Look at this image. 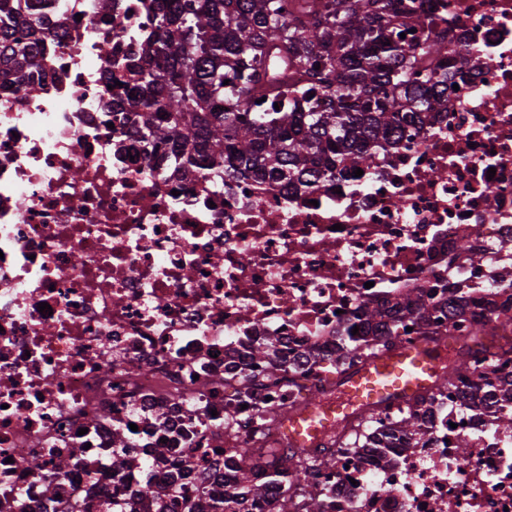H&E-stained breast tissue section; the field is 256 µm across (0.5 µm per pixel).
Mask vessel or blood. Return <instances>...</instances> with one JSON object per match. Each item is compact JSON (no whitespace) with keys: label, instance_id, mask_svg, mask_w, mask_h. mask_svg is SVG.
<instances>
[{"label":"vessel or blood","instance_id":"obj_1","mask_svg":"<svg viewBox=\"0 0 512 512\" xmlns=\"http://www.w3.org/2000/svg\"><path fill=\"white\" fill-rule=\"evenodd\" d=\"M447 355L436 342L383 351L342 375L332 400L316 398L284 420L282 434L291 447L310 448L352 412L381 409L431 391L442 378Z\"/></svg>","mask_w":512,"mask_h":512}]
</instances>
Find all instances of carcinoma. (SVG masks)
Segmentation results:
<instances>
[{
    "label": "carcinoma",
    "mask_w": 512,
    "mask_h": 512,
    "mask_svg": "<svg viewBox=\"0 0 512 512\" xmlns=\"http://www.w3.org/2000/svg\"><path fill=\"white\" fill-rule=\"evenodd\" d=\"M49 0H0V83H22L45 43ZM158 26L132 66L139 93L125 106L144 142L170 146L177 169L219 170L229 179L248 177L310 188L339 167L373 165L376 151L393 144L403 123L422 112L448 110V39L422 45L400 34L432 25L400 0H153ZM320 69H315V66ZM426 304L418 297L399 307V319L417 323ZM382 346L353 336L336 345L334 364L372 358L394 345L390 311L368 312ZM274 343L253 348L254 363L272 362ZM487 380L488 394L477 381ZM465 389L467 406L488 400L508 408L499 426L512 430V373L470 350L448 365L436 390ZM299 408L291 402L288 412ZM286 412V413H288ZM286 413L259 411L261 423H280ZM376 410L362 411L320 444L290 452L266 465L252 449L224 459V498L201 510L231 512L232 504L266 500L268 491L293 477L309 497L308 512H322L315 474L336 465L333 448L386 452L399 438L425 433L424 418L407 410L396 423L377 427Z\"/></svg>",
    "instance_id": "1"
}]
</instances>
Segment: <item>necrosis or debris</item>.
Returning <instances> with one entry per match:
<instances>
[{"instance_id": "1", "label": "necrosis or debris", "mask_w": 512, "mask_h": 512, "mask_svg": "<svg viewBox=\"0 0 512 512\" xmlns=\"http://www.w3.org/2000/svg\"><path fill=\"white\" fill-rule=\"evenodd\" d=\"M415 4L449 56L471 59L447 111L362 176L294 190L175 177L168 147L145 145L122 110L148 0H52L29 81L0 88V512H139L146 488L166 512L223 497L235 449L287 446L258 408L288 406L340 332L413 292L438 302L455 286L469 308L398 327L397 343L480 325L512 369V0ZM271 339L277 369L249 364ZM244 377L247 407L225 421V386ZM500 414L445 393L413 447L337 449L317 479L326 512H512ZM22 448L40 473L10 464ZM188 457L196 469L178 477Z\"/></svg>"}]
</instances>
